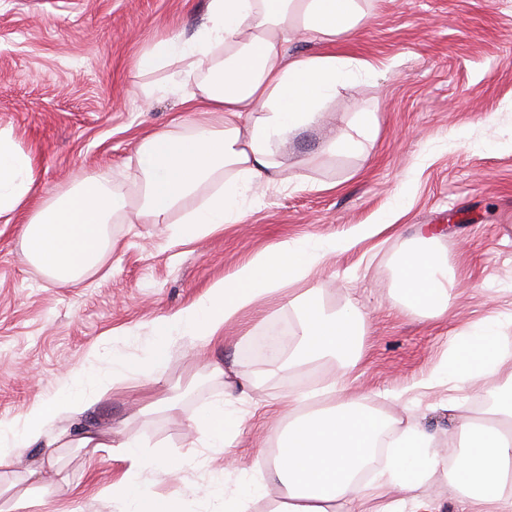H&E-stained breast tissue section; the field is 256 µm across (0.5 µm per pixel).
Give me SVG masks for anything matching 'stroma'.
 Wrapping results in <instances>:
<instances>
[{
  "label": "stroma",
  "instance_id": "stroma-1",
  "mask_svg": "<svg viewBox=\"0 0 512 512\" xmlns=\"http://www.w3.org/2000/svg\"><path fill=\"white\" fill-rule=\"evenodd\" d=\"M360 2L368 18L351 35L326 44L299 31L286 49L291 58L320 52L367 62L368 72L338 86L328 104L340 135L355 113H374L378 132L363 153H322V131H306L285 151L282 184L250 193L240 221L180 245L167 225L117 221L101 268L69 285L26 261L28 213L0 223V423L52 399L76 373L95 379L116 361L129 370L109 399L49 428L73 437L123 423L112 447L92 460L75 447L21 449L16 471L48 476L57 468L71 485L32 491L20 512H122L127 464L119 445L128 437L152 461L140 475L150 494L181 512H224L216 490L235 488L239 478L225 460L249 466L259 450L275 447L288 390L333 382L402 419L395 393L432 374L462 327L495 312L512 336V0ZM207 9L208 0H0V129L37 158L36 204L90 178L133 193L138 137L205 121L179 96H146L144 86L166 82L172 70L143 75L136 58L170 34L193 35ZM390 214L399 232L330 253L310 280L327 305L362 311L358 363L345 370L324 360L287 376L262 360L239 368L252 384L237 405L246 420L230 447H203L192 421L223 400L225 379L211 367L230 362L231 349L179 339L159 376L141 374L155 321L275 244L324 245ZM437 224L454 271L440 320L402 311L393 284L397 254L418 229ZM152 389L174 408L142 411ZM448 396L444 384L425 390L414 414L441 446L457 448L463 436ZM170 458L181 462L177 474L165 466Z\"/></svg>",
  "mask_w": 512,
  "mask_h": 512
}]
</instances>
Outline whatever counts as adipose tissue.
<instances>
[{"instance_id":"1","label":"adipose tissue","mask_w":512,"mask_h":512,"mask_svg":"<svg viewBox=\"0 0 512 512\" xmlns=\"http://www.w3.org/2000/svg\"><path fill=\"white\" fill-rule=\"evenodd\" d=\"M366 18L358 0H209L206 21L194 35L156 41L138 57L137 69L146 74L176 66L175 91L193 74L207 73L198 92L182 102L190 111L210 113V122L143 136L136 148L140 179L134 197L95 179L33 208L22 233L27 262L66 285L101 267L112 247L110 225L127 213L154 224L180 214L171 228L177 244L238 221L241 200L274 181L288 143L321 122L337 86L352 74L349 61L335 55L288 58L291 33L302 30L332 43ZM219 46L228 55L218 63L212 52ZM351 128L341 137L327 128L323 152L359 153L377 134L370 112L356 113ZM36 180L31 154L0 129V222L10 223L30 206ZM329 252L295 241L260 253L196 303L155 322L148 368L163 370L173 337L222 342L227 324L287 283L304 290L293 300L294 345L278 371L326 359L344 369L355 365L364 334L361 311L351 304L328 308L321 289L308 284ZM448 282V260L436 237L418 232L394 262L400 304L413 314L444 317L452 298ZM125 379L124 365L113 363L94 391L75 379L56 398L0 425V483L18 487L24 480L13 469L18 450L39 443L56 420L92 410ZM445 380L477 387L491 402L486 421L464 418V446L445 453L436 431L416 416L396 420L347 392L307 411L308 394H286L288 425L267 460L266 475L225 493L224 512H251L260 501L266 512H421L426 503L419 492L436 481L447 482L464 512H512V336L502 334L498 317L459 330L437 373L412 389ZM273 486L279 489L274 497Z\"/></svg>"}]
</instances>
